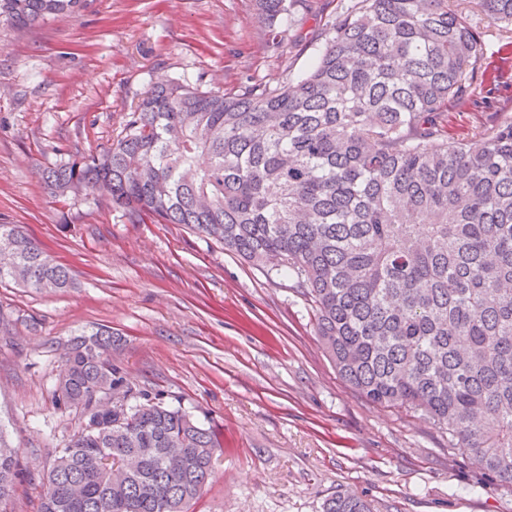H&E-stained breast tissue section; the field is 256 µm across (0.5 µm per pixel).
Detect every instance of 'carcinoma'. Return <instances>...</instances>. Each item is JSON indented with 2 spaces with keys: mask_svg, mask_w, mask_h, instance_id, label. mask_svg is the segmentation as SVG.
I'll return each instance as SVG.
<instances>
[{
  "mask_svg": "<svg viewBox=\"0 0 512 512\" xmlns=\"http://www.w3.org/2000/svg\"><path fill=\"white\" fill-rule=\"evenodd\" d=\"M81 0H0L34 24ZM275 19L287 0H258ZM512 29V0H477ZM293 83L238 94L157 82L116 142L40 172L133 216L183 224L244 260L275 261L317 311L340 376L369 401L418 412L488 479L512 484V118L448 146L480 48L458 0H356ZM72 285L20 224H0V284ZM112 330L64 349L58 405L86 415L43 476L38 512H188L213 474L215 433L122 388ZM19 449L0 436V506ZM112 456V463L102 458ZM322 512H371L342 493Z\"/></svg>",
  "mask_w": 512,
  "mask_h": 512,
  "instance_id": "cac0c4a2",
  "label": "carcinoma"
}]
</instances>
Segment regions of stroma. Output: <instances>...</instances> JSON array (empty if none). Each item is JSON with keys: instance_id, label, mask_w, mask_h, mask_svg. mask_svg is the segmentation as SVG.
<instances>
[{"instance_id": "1", "label": "stroma", "mask_w": 512, "mask_h": 512, "mask_svg": "<svg viewBox=\"0 0 512 512\" xmlns=\"http://www.w3.org/2000/svg\"><path fill=\"white\" fill-rule=\"evenodd\" d=\"M350 3L298 0L286 25L256 0H85L33 25L0 22V224L23 225L75 280L56 294L0 286V434L20 465L7 512H36L44 468L84 424L56 405L54 384L68 341L103 326L124 389L218 436L188 512H321L344 492L373 512H512V486L486 483L419 414L345 382L287 274L90 194L55 199L38 177L110 147L152 82L238 93L298 79ZM461 7L481 66L499 64L512 32L475 0ZM475 95L449 111V142L489 113L512 117V85Z\"/></svg>"}]
</instances>
